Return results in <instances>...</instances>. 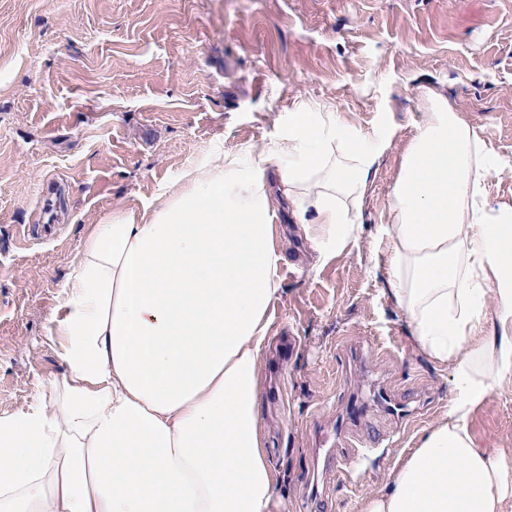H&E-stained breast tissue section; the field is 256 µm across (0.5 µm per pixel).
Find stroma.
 I'll return each instance as SVG.
<instances>
[{
    "mask_svg": "<svg viewBox=\"0 0 512 512\" xmlns=\"http://www.w3.org/2000/svg\"><path fill=\"white\" fill-rule=\"evenodd\" d=\"M429 87L512 159V0H0V416L64 371L45 327L92 225L217 150L274 139L295 101L365 130L385 117L397 134L357 246L315 269L277 220L287 263L262 360L286 512H357L448 410L451 371L416 348L371 254ZM376 380L425 413L407 429L370 406L361 429L382 444L361 477L338 479L318 437ZM471 429L512 465V388Z\"/></svg>",
    "mask_w": 512,
    "mask_h": 512,
    "instance_id": "obj_1",
    "label": "stroma"
}]
</instances>
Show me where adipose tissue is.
Listing matches in <instances>:
<instances>
[{
  "label": "adipose tissue",
  "mask_w": 512,
  "mask_h": 512,
  "mask_svg": "<svg viewBox=\"0 0 512 512\" xmlns=\"http://www.w3.org/2000/svg\"><path fill=\"white\" fill-rule=\"evenodd\" d=\"M426 98L378 241L417 348L452 368V397L358 512H504L512 465L470 424L512 386V201L489 191L503 167L491 144L445 94ZM394 134L298 101L250 158L217 152L94 225L46 327L65 372L0 417V512H270L282 478L259 389L286 262L275 221L292 215L318 266L357 245Z\"/></svg>",
  "instance_id": "obj_1"
}]
</instances>
